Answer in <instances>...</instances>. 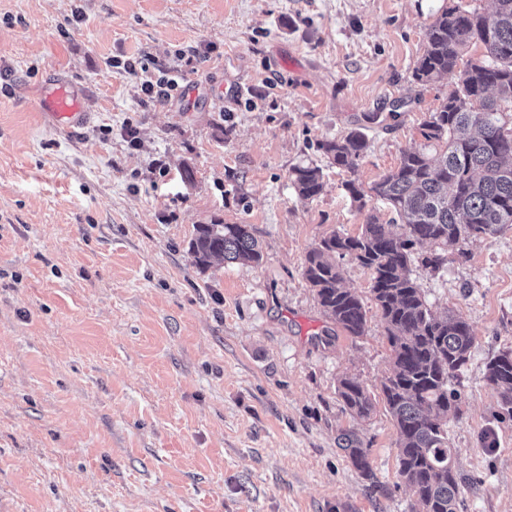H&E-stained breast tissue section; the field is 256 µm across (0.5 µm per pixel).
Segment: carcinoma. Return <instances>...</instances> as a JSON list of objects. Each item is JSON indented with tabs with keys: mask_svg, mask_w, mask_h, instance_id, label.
Returning <instances> with one entry per match:
<instances>
[{
	"mask_svg": "<svg viewBox=\"0 0 512 512\" xmlns=\"http://www.w3.org/2000/svg\"><path fill=\"white\" fill-rule=\"evenodd\" d=\"M480 44L483 55L458 68L464 49ZM454 77L440 108L420 126L428 143L441 147L436 157L420 150L402 152L399 165L369 190L345 183L358 209L373 194L392 209L384 224L366 216L356 236L332 232L307 252L303 276L315 291L323 314L351 336H362L367 311L342 284L337 260L351 259L370 271V292L391 347L388 376L381 383L387 409L398 431V476L411 489L421 512H458L457 474L448 472V413L459 414L460 378L474 345L468 323L429 307L412 278V249L434 250L421 263L437 271L448 252L466 256L471 239L512 226V0H493L487 12L453 5L429 25L424 54L413 79L426 85ZM369 148L357 129L318 143L329 164L352 170ZM298 197L315 200L324 189L319 166L302 165L289 176ZM189 251L201 268L212 260L259 264L262 252L248 224H199ZM486 380L512 415V349L500 350L486 365ZM344 408L361 418L374 403L354 378L338 381ZM342 449L361 476H374L368 450L352 432L341 434Z\"/></svg>",
	"mask_w": 512,
	"mask_h": 512,
	"instance_id": "carcinoma-1",
	"label": "carcinoma"
}]
</instances>
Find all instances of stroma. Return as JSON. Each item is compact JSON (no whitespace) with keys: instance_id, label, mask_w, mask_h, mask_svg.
Returning <instances> with one entry per match:
<instances>
[{"instance_id":"stroma-1","label":"stroma","mask_w":512,"mask_h":512,"mask_svg":"<svg viewBox=\"0 0 512 512\" xmlns=\"http://www.w3.org/2000/svg\"><path fill=\"white\" fill-rule=\"evenodd\" d=\"M491 0H0V512H413L380 385L390 360L370 273L343 260L365 335L326 319L302 274L356 235L346 181L370 187L422 147L450 78L413 67L435 15ZM181 70L145 101L112 58ZM90 114L48 124L50 83ZM397 117H390V110ZM376 122H366L368 114ZM363 129L355 170L323 139ZM322 168L313 201L290 171ZM249 224L257 265H195L199 224ZM469 258L414 267L428 304L475 337L448 419L459 512H512V417L486 364L512 347V226ZM373 397L345 411L341 377ZM369 452L362 477L339 447ZM343 445L341 449L347 451L352 466L366 479L374 476L373 470L368 458L367 448H361L362 443L353 432H345L339 438Z\"/></svg>"}]
</instances>
